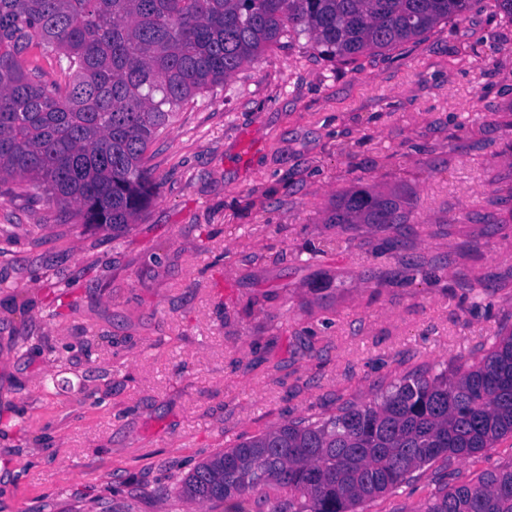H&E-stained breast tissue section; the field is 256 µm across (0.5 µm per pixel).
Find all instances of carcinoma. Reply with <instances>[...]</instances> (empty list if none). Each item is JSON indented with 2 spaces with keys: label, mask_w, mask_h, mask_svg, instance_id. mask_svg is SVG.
<instances>
[{
  "label": "carcinoma",
  "mask_w": 512,
  "mask_h": 512,
  "mask_svg": "<svg viewBox=\"0 0 512 512\" xmlns=\"http://www.w3.org/2000/svg\"><path fill=\"white\" fill-rule=\"evenodd\" d=\"M481 0H0V180L21 178L81 224L119 235L155 195L150 145L203 90L283 37L344 61L394 46ZM36 48L66 94L22 58ZM366 190L336 224H396ZM512 434V333L453 372L420 369L366 403L294 419L217 452L182 482L187 500L246 512H357L443 456ZM423 512H512V467L431 500Z\"/></svg>",
  "instance_id": "1"
}]
</instances>
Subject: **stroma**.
Wrapping results in <instances>:
<instances>
[{
    "label": "stroma",
    "instance_id": "1",
    "mask_svg": "<svg viewBox=\"0 0 512 512\" xmlns=\"http://www.w3.org/2000/svg\"><path fill=\"white\" fill-rule=\"evenodd\" d=\"M146 157L118 236L0 183V512H220L179 493L217 451L512 331V22L488 0L352 63L282 39ZM358 189L405 223H329ZM511 465L508 435L361 512Z\"/></svg>",
    "mask_w": 512,
    "mask_h": 512
}]
</instances>
